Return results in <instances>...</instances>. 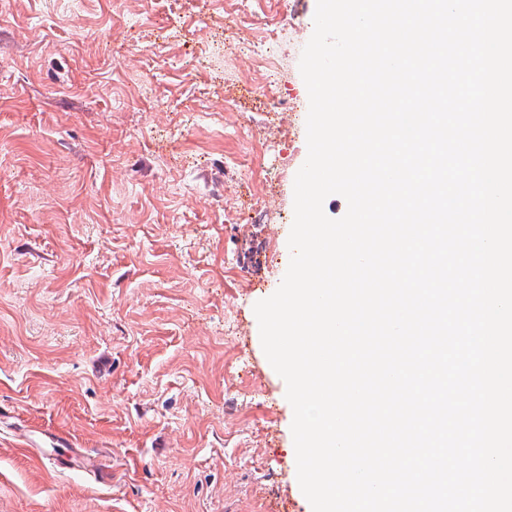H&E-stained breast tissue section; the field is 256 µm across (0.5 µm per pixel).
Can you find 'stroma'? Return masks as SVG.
Here are the masks:
<instances>
[{"instance_id": "1", "label": "stroma", "mask_w": 512, "mask_h": 512, "mask_svg": "<svg viewBox=\"0 0 512 512\" xmlns=\"http://www.w3.org/2000/svg\"><path fill=\"white\" fill-rule=\"evenodd\" d=\"M315 9L266 12L278 110L222 0H0V512H312L254 305L290 261Z\"/></svg>"}]
</instances>
